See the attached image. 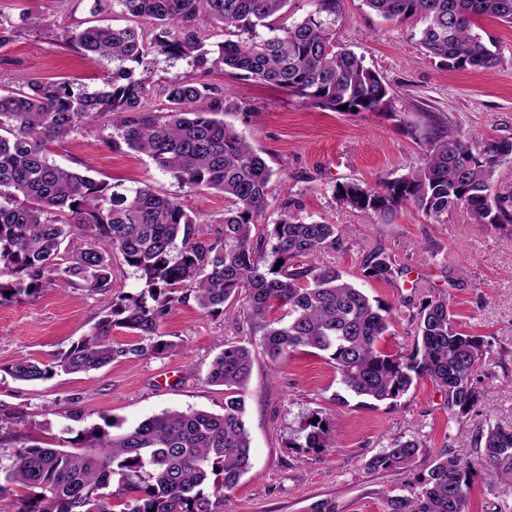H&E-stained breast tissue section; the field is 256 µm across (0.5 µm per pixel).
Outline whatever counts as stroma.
Here are the masks:
<instances>
[{"label":"stroma","mask_w":512,"mask_h":512,"mask_svg":"<svg viewBox=\"0 0 512 512\" xmlns=\"http://www.w3.org/2000/svg\"><path fill=\"white\" fill-rule=\"evenodd\" d=\"M88 0H0V14L18 26L17 37L0 49V84L14 88L31 81L65 80L73 92L106 91L112 60L66 49L65 30L90 17ZM41 17L38 26L29 16ZM497 58L478 71L438 68L416 36L419 23L387 21L363 0H340L337 41L363 57L390 91L383 112H332L279 87L236 77L215 68L196 70L191 58L152 55L144 108L165 111L164 88L173 81L206 79L226 93L224 121L242 133L272 167L275 199L300 198L314 219L345 228L343 243L325 260L343 271L369 298L392 306L393 335L382 348L412 347L413 326L405 312L430 297L450 298L462 331L491 341L481 367L484 395L462 421L448 417L445 394L422 379L396 405H362L349 397L326 353L301 350L273 366L255 349L245 392V422L251 437L252 469L225 492L220 512H311L327 503L333 512H387L393 495L414 496L437 457L478 460V434L487 426H512V230L478 224L462 209L437 224L415 208L402 209L392 223L340 205L333 191L346 182L376 183L420 166L429 141L439 136H486L512 140V26L481 20ZM112 130L91 125L50 144L48 156L62 167L98 181L133 189L149 184L193 212L212 230L224 215L222 193L192 191L159 170L144 154L115 150ZM395 254L409 268L405 280L385 283L361 275L373 248ZM102 296L84 290L46 289L21 302H0V403L25 411L21 432L48 446L63 445V413L77 405L85 425L110 419L133 426L165 410L224 408L221 388L206 383L222 341L245 342L249 323L233 312L206 315L194 303L175 305L162 330L176 342L167 357L149 354L120 359L89 373H58L30 384L13 380L3 366L21 357L52 362L98 321ZM329 421L336 445L320 454L289 447L312 417ZM421 443L416 464L393 472L367 469L370 457L390 439ZM471 512H512V484L488 486L474 477Z\"/></svg>","instance_id":"obj_1"}]
</instances>
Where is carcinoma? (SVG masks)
Segmentation results:
<instances>
[{
    "mask_svg": "<svg viewBox=\"0 0 512 512\" xmlns=\"http://www.w3.org/2000/svg\"><path fill=\"white\" fill-rule=\"evenodd\" d=\"M132 18L124 27L88 25L66 30L62 45L117 63L109 90L74 93L65 82L34 81L0 89V298L21 302L48 288L110 295L113 263L120 258L142 284L136 296L113 300L98 322L52 363L19 358L1 368L20 382L57 373L99 370L121 358L167 356L177 344L161 324L177 303L194 300L207 315L234 302L260 333L258 345L274 364L299 348L325 352L347 392L393 404L414 381L427 378L447 396L448 416H467L478 399L485 341L458 327L446 297L420 303L411 352H389L391 307L372 302L343 272L320 262L336 250L344 229L301 214L292 198L267 233L253 217L271 206L274 171L247 139L224 123V97L199 80L166 89L167 112L144 109L148 57H191L206 70L218 64L244 79L286 89L324 110L383 112L389 88L349 48L336 42L339 0H313L302 19L288 21L289 0H115ZM376 15L398 24L421 23L419 43L437 67L478 70L494 64V42L475 33L490 17L512 25V0H363ZM233 30L234 38L208 49L195 29ZM17 26L0 14V48ZM142 67L141 74L126 66ZM105 121L112 144L151 157L159 169L194 190L224 194L227 206L213 237L175 199L150 185L121 192L116 186L65 169L48 157V145ZM512 141L437 137L424 162L374 185L336 186L348 207L384 223L414 206L442 224L456 208L478 224L512 223ZM367 279L395 283L407 266L383 249L371 250L361 268ZM287 308V318L269 314ZM114 328L137 337L112 340ZM205 380L224 388V411L166 410L118 433L114 422L77 431L73 449L43 446L17 434L22 410L0 407V512H217L219 495L249 471L250 438L244 390L252 342L221 343ZM323 419L309 422L298 448L335 446ZM481 466L488 484L512 480V428L481 434ZM416 440L394 439L366 466L374 472L415 462ZM472 464L440 456L414 497L393 496L388 512H469Z\"/></svg>",
    "mask_w": 512,
    "mask_h": 512,
    "instance_id": "carcinoma-1",
    "label": "carcinoma"
}]
</instances>
